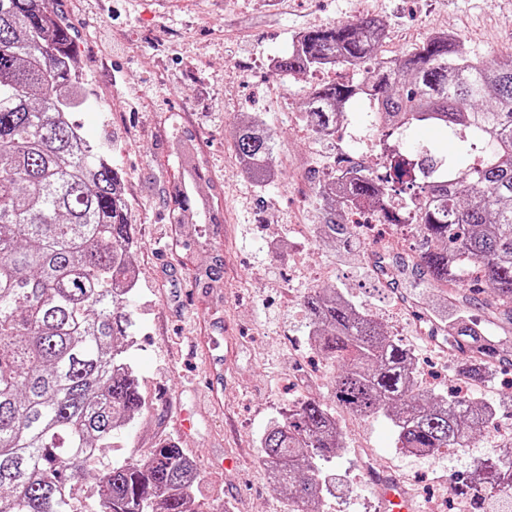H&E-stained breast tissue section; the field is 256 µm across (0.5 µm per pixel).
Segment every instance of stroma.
Instances as JSON below:
<instances>
[{"label":"stroma","mask_w":512,"mask_h":512,"mask_svg":"<svg viewBox=\"0 0 512 512\" xmlns=\"http://www.w3.org/2000/svg\"><path fill=\"white\" fill-rule=\"evenodd\" d=\"M76 38L86 102L72 118L118 168L132 205L137 321L132 361L147 400L130 438L114 456L147 457L162 440L178 443L198 468L196 497L210 512H289L258 464L260 439L289 406L319 400L342 426L346 447L328 468L353 484L347 498L322 496L318 512H380L365 467L399 477L422 512H512V494L474 504L451 492L477 460L496 456L499 440L475 436L440 456L397 448L390 421L354 417L334 397L336 365L307 336L305 296L341 289L382 322L442 384L456 385L458 351L419 331V313H435L442 289L413 280L383 287L361 244L316 240L321 221L309 171L335 152L302 119L314 80L270 68L298 33L374 18L386 38L378 56H399L448 29L473 57H512V0H53ZM262 118L276 133L277 178L259 187L241 176L232 141L239 121ZM204 175L195 198L223 220L209 245L196 227L168 219L175 185ZM224 253L221 287L196 281L212 249ZM458 294L476 298L468 318L512 351V320L484 310L490 290L472 279ZM233 358H226V347ZM194 416L190 435L176 422Z\"/></svg>","instance_id":"obj_1"}]
</instances>
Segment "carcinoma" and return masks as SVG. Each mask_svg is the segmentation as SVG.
I'll use <instances>...</instances> for the list:
<instances>
[{"label": "carcinoma", "instance_id": "cac0c4a2", "mask_svg": "<svg viewBox=\"0 0 512 512\" xmlns=\"http://www.w3.org/2000/svg\"><path fill=\"white\" fill-rule=\"evenodd\" d=\"M384 32L372 18L303 32L274 68L291 76L357 67L376 57ZM84 86L70 28L50 0H0V512H74L73 490L89 479L93 504L84 512H205L193 495L196 465L175 443L158 442L143 460L95 467L147 402L130 358L131 204L120 171L71 119ZM356 97L375 101L383 118L386 175L356 166L312 170L319 238L352 245L354 211L411 224V274L447 287L477 271L496 307L512 315V58L475 60L457 37L437 33L389 65L375 62L355 83L314 86L302 118L330 140ZM424 125L457 133L460 152L479 162L458 171L434 151L415 162L395 140ZM261 126L254 118L234 131L235 152L258 186L276 177L275 138ZM390 189L409 192L411 207L385 209ZM172 200L170 223H185L195 209L191 189H176ZM210 259L197 277L207 279L205 288L224 274L223 252ZM304 309L315 350L337 366L336 400L355 415L384 414L398 448H463L508 411L505 402L450 400L423 386L413 352L340 290L308 296ZM443 326L463 355L465 379L488 381L512 368L467 320ZM260 448L288 499L306 509L316 494L333 495L331 471L315 461L345 444L322 404H293ZM505 489H512V445L477 461L454 486L473 497Z\"/></svg>", "mask_w": 512, "mask_h": 512}]
</instances>
